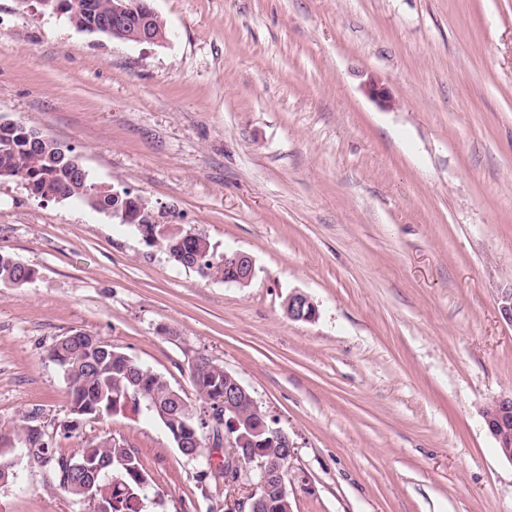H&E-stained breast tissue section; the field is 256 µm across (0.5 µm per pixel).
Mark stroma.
Segmentation results:
<instances>
[{
    "label": "stroma",
    "instance_id": "obj_1",
    "mask_svg": "<svg viewBox=\"0 0 512 512\" xmlns=\"http://www.w3.org/2000/svg\"><path fill=\"white\" fill-rule=\"evenodd\" d=\"M158 43L0 0V117L72 147L151 220L252 256L204 278L79 199L0 180V432L34 413L65 454L126 440L162 512H224L134 408L70 437L48 357L80 330L188 398L191 360L234 372L295 444L291 512H512L479 415L512 394V0H150ZM385 88L380 106L370 84ZM301 291L315 321L288 317ZM0 512H87L20 463ZM22 264L24 266H22ZM37 271L28 264H25L20 259L0 254V284L10 285L15 288H21L27 283H24L26 278L36 276ZM35 280L34 277L27 280L28 283H32Z\"/></svg>",
    "mask_w": 512,
    "mask_h": 512
}]
</instances>
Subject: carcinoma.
<instances>
[{"label": "carcinoma", "instance_id": "1", "mask_svg": "<svg viewBox=\"0 0 512 512\" xmlns=\"http://www.w3.org/2000/svg\"><path fill=\"white\" fill-rule=\"evenodd\" d=\"M109 0H57L59 12L68 16L72 25L90 30L99 24L107 12ZM34 129L21 124L0 121V179H15L29 191L45 200L81 199L112 207V188L100 186L96 198L88 189L93 186L87 172L78 169L79 156L73 148L64 146L52 138L42 146L32 143ZM153 242L166 249L176 262L188 263L204 277L224 278V257L214 254L210 243L202 236H185L176 231L164 236L156 234ZM37 274L29 265L16 257L0 254V284L15 288L25 286L24 280ZM49 358L62 371L69 383L71 421L68 429L75 430L82 420L117 414L125 407L126 396L140 389L147 394L141 397L151 405L149 418L164 425L170 435L184 431L188 419L179 409L174 389L158 374H147V367L135 362L124 353L106 346L102 352L94 347L90 338L71 340L59 338L49 351ZM197 392L199 408L215 414H224L220 398L224 396V367L201 357L189 370ZM37 455L43 458L53 473V486L76 500L83 471L74 463H88L98 470L93 486L95 498L109 506L111 512H144L147 496L139 482L142 466L134 449L124 446L123 440L113 437L92 442L76 456L58 451L56 443L43 434ZM289 498L283 496L280 482H269L259 512H288Z\"/></svg>", "mask_w": 512, "mask_h": 512}]
</instances>
